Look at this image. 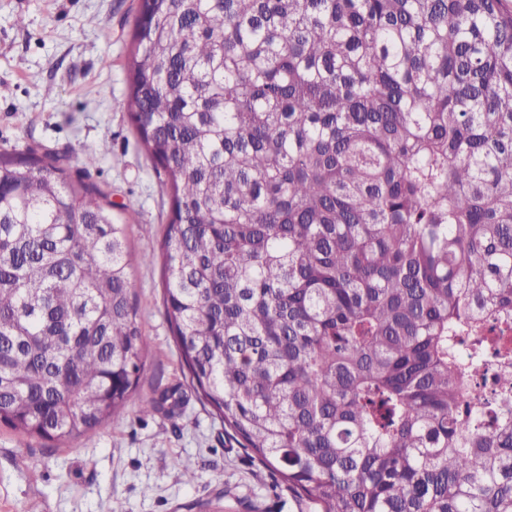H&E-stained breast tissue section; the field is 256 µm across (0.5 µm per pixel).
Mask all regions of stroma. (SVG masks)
Masks as SVG:
<instances>
[{
  "mask_svg": "<svg viewBox=\"0 0 512 512\" xmlns=\"http://www.w3.org/2000/svg\"><path fill=\"white\" fill-rule=\"evenodd\" d=\"M141 0H0V151L57 153L129 226L146 344L138 398L182 381L165 315L166 178L131 125L127 60ZM108 153H98L101 143ZM93 165H86L88 154ZM180 416L126 418L57 445L0 427V512H311L186 390ZM196 473L185 482L179 467Z\"/></svg>",
  "mask_w": 512,
  "mask_h": 512,
  "instance_id": "1",
  "label": "stroma"
}]
</instances>
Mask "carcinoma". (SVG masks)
<instances>
[{"label":"carcinoma","mask_w":512,"mask_h":512,"mask_svg":"<svg viewBox=\"0 0 512 512\" xmlns=\"http://www.w3.org/2000/svg\"><path fill=\"white\" fill-rule=\"evenodd\" d=\"M133 41L198 400L318 512H512V0H141ZM127 228L58 155L0 152V425L125 417Z\"/></svg>","instance_id":"carcinoma-1"}]
</instances>
